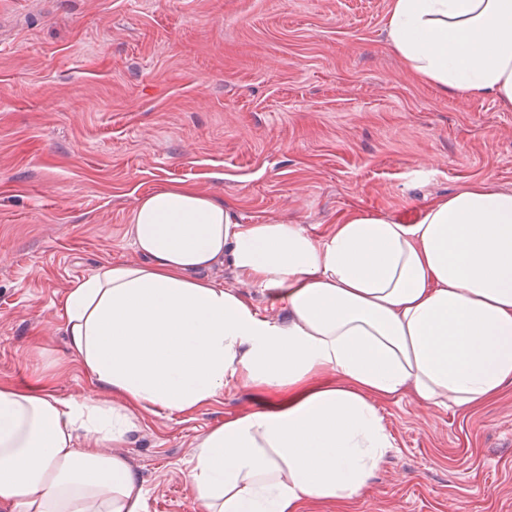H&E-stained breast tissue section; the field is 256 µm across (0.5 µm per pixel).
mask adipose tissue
Returning <instances> with one entry per match:
<instances>
[{
    "instance_id": "adipose-tissue-1",
    "label": "adipose tissue",
    "mask_w": 512,
    "mask_h": 512,
    "mask_svg": "<svg viewBox=\"0 0 512 512\" xmlns=\"http://www.w3.org/2000/svg\"><path fill=\"white\" fill-rule=\"evenodd\" d=\"M387 29L423 82L512 108V0H392ZM127 233L137 261L99 263L61 299L93 394L0 384V512H141L122 452L139 410L190 412L231 385L274 398L195 438L199 512L345 505L393 450L379 401L471 408L512 386V193L489 182L416 223L359 212L322 240L172 185ZM223 262L284 316L205 277Z\"/></svg>"
}]
</instances>
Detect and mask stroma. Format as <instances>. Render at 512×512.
Returning a JSON list of instances; mask_svg holds the SVG:
<instances>
[{
	"label": "stroma",
	"mask_w": 512,
	"mask_h": 512,
	"mask_svg": "<svg viewBox=\"0 0 512 512\" xmlns=\"http://www.w3.org/2000/svg\"><path fill=\"white\" fill-rule=\"evenodd\" d=\"M390 3L0 0V381L92 393L60 298L98 263L136 260L126 229L158 187L317 238L359 211L415 222L477 180L512 192V108L419 81L388 45ZM209 275L284 315L231 264ZM265 399L229 386L142 413L124 454L145 512H197L192 440ZM379 408L395 449L361 496L302 512H512V387L475 409Z\"/></svg>",
	"instance_id": "1"
}]
</instances>
